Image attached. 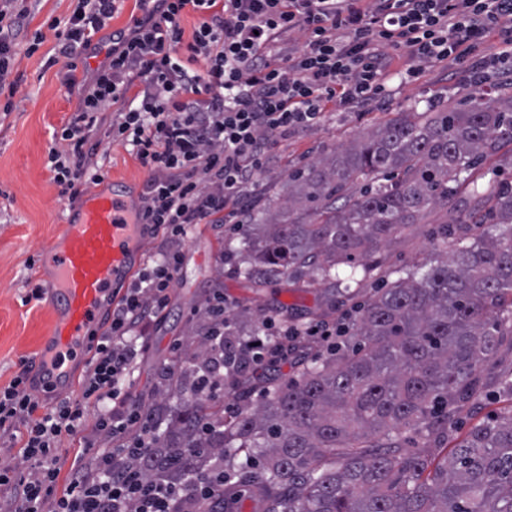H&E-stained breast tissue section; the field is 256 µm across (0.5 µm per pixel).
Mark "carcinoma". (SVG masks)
Returning a JSON list of instances; mask_svg holds the SVG:
<instances>
[{
  "label": "carcinoma",
  "mask_w": 512,
  "mask_h": 512,
  "mask_svg": "<svg viewBox=\"0 0 512 512\" xmlns=\"http://www.w3.org/2000/svg\"><path fill=\"white\" fill-rule=\"evenodd\" d=\"M509 145L512 94L486 86L460 106L401 112L288 174L280 219L242 228L258 230L239 268L255 288L326 279L432 215L440 241L374 291L344 346L322 355L295 337L294 380L235 375L264 393L257 408L226 418L218 398L180 395L141 469L181 488L170 512H234L242 494L261 512H512V410L459 441L446 410L479 396L480 370L512 336V183L476 177ZM468 188L482 210L450 229L448 207ZM211 354L201 337L188 370ZM411 431L454 446L434 465L407 448ZM208 477L224 483L211 498L198 488Z\"/></svg>",
  "instance_id": "cac0c4a2"
}]
</instances>
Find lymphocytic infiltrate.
Segmentation results:
<instances>
[{"mask_svg":"<svg viewBox=\"0 0 512 512\" xmlns=\"http://www.w3.org/2000/svg\"><path fill=\"white\" fill-rule=\"evenodd\" d=\"M125 0H78L62 34L65 58L90 49ZM143 15L118 36L88 82L79 105L48 151L62 195L101 183L105 172L89 141L107 125L112 142L131 145L148 172L135 221L162 247L151 266L114 292L107 326L87 343L79 396L46 406L28 365L0 389V438L23 427L22 449L35 470L0 468V512H168L178 491L142 488L141 461L161 436L162 418L130 392V376L167 307L181 266L180 247L198 224L248 221V196L260 184L277 138L320 126L329 112L365 111L406 54L407 81L426 66L466 65L486 82L497 62L512 59V0H139ZM0 0V94L16 95L17 36L27 11ZM200 20L191 41L185 11ZM301 32V48L284 38ZM498 50L480 52L491 34ZM292 331L264 323L263 335L224 341L211 330V363L198 370L196 392L223 391L226 376L261 372ZM79 436L91 463L57 465L62 437Z\"/></svg>","mask_w":512,"mask_h":512,"instance_id":"obj_1","label":"lymphocytic infiltrate"}]
</instances>
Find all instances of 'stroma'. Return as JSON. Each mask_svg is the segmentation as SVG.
Instances as JSON below:
<instances>
[{
	"label": "stroma",
	"instance_id": "35a3bbf8",
	"mask_svg": "<svg viewBox=\"0 0 512 512\" xmlns=\"http://www.w3.org/2000/svg\"><path fill=\"white\" fill-rule=\"evenodd\" d=\"M75 5V0H27L30 15L15 56L20 91L11 99L0 96V388L8 386L17 374L20 361L39 371L42 338L53 319L45 301L29 303L25 296L33 281L48 293L56 288L49 274L33 266L32 260L58 234L68 216L67 202L51 180L48 148L53 133L68 123L77 108V93L63 83L55 32L56 27L66 26ZM473 89V79L464 66L437 64L427 67L418 81L391 80L387 95L369 111H333L320 127L277 139L262 183L249 199L250 206L263 205L268 197L283 194L289 171L333 154L398 113L424 108L429 102L452 106L464 101ZM100 161L107 173L105 185L121 189L130 205H138L147 171L135 156L127 147L115 144ZM435 237L436 228L431 224L393 237L380 251L382 267L369 276L361 268L340 264L327 281L310 284L302 279L258 290L236 274L244 256L241 234L227 232L219 224L197 225L181 248L180 275L170 291L169 304L135 368L134 398L144 404L168 388L165 370L176 368L191 337L210 327L204 306L214 294L227 298L235 314L231 330L237 337L252 335L256 329L254 320L238 315L245 306L258 307L267 317L280 316L289 309L303 314L309 326L322 320L335 325L358 315L383 277L422 263L431 253ZM332 288L349 289L351 296L325 319H318L315 312L325 306ZM511 374L512 343L506 341L482 369L485 385L478 399L456 412L457 436H465L472 425L489 415L506 412L508 404L495 381Z\"/></svg>",
	"mask_w": 512,
	"mask_h": 512
}]
</instances>
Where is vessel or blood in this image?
<instances>
[{"instance_id": "1", "label": "vessel or blood", "mask_w": 512, "mask_h": 512, "mask_svg": "<svg viewBox=\"0 0 512 512\" xmlns=\"http://www.w3.org/2000/svg\"><path fill=\"white\" fill-rule=\"evenodd\" d=\"M140 249L127 200L103 187L86 194L77 213L42 250L41 264L58 284L56 294L47 300L54 313L44 355L47 383L65 384L66 361L82 355L104 298L129 279Z\"/></svg>"}]
</instances>
